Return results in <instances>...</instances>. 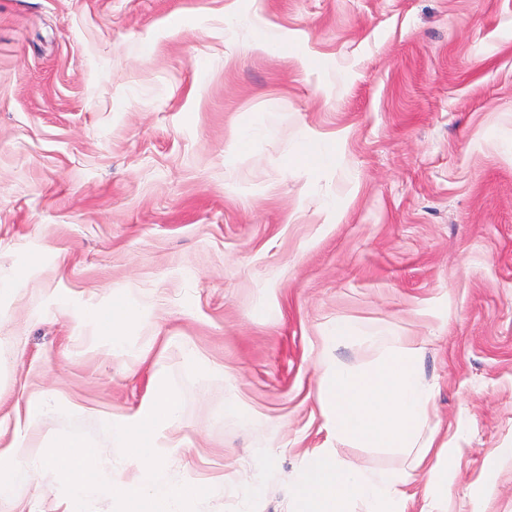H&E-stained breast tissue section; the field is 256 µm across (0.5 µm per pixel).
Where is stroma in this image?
I'll return each instance as SVG.
<instances>
[{
    "instance_id": "stroma-1",
    "label": "stroma",
    "mask_w": 512,
    "mask_h": 512,
    "mask_svg": "<svg viewBox=\"0 0 512 512\" xmlns=\"http://www.w3.org/2000/svg\"><path fill=\"white\" fill-rule=\"evenodd\" d=\"M261 30L279 42L251 49ZM307 143L336 149L314 177L289 163ZM0 278L1 455L74 425L120 458L97 419L159 372L169 478L231 481L199 512H289L326 441L319 358L399 336L435 387L448 512H512V464L485 471L512 448V0H0ZM129 299L119 361L93 311ZM68 507L24 480L0 500Z\"/></svg>"
}]
</instances>
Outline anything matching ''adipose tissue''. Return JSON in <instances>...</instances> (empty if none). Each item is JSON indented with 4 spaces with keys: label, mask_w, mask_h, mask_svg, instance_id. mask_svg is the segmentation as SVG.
I'll use <instances>...</instances> for the list:
<instances>
[{
    "label": "adipose tissue",
    "mask_w": 512,
    "mask_h": 512,
    "mask_svg": "<svg viewBox=\"0 0 512 512\" xmlns=\"http://www.w3.org/2000/svg\"><path fill=\"white\" fill-rule=\"evenodd\" d=\"M434 396L414 348L384 346L366 368L323 355L317 397L326 417V444L303 458L291 512H445L448 483L438 468L445 456L436 448L438 429L430 424ZM346 444L411 455L415 468L429 476L423 505L407 491L410 473L352 471L337 453Z\"/></svg>",
    "instance_id": "1"
}]
</instances>
